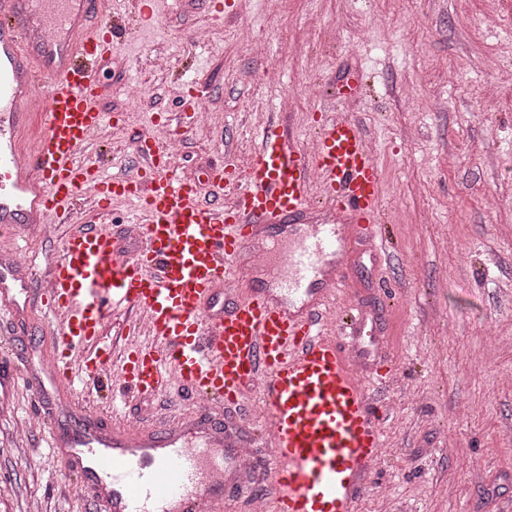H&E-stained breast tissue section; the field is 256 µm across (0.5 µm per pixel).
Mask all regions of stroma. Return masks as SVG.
I'll list each match as a JSON object with an SVG mask.
<instances>
[{
    "mask_svg": "<svg viewBox=\"0 0 512 512\" xmlns=\"http://www.w3.org/2000/svg\"><path fill=\"white\" fill-rule=\"evenodd\" d=\"M112 0L126 33L102 71L105 125L84 155L103 174L132 167L133 144L173 131L160 105L205 93L220 128L185 135L177 174L203 194L248 169L259 127L275 119L310 144L317 120L352 115L382 181L388 253L353 269L356 300L381 324L387 445L358 512H492L512 503V0ZM360 73L356 90L340 82ZM235 154L227 164L226 151ZM34 371L54 352L39 313L24 323ZM0 410V512H95L39 435L19 432L53 388L13 386Z\"/></svg>",
    "mask_w": 512,
    "mask_h": 512,
    "instance_id": "35a3bbf8",
    "label": "stroma"
}]
</instances>
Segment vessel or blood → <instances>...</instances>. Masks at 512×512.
<instances>
[{"instance_id": "1", "label": "vessel or blood", "mask_w": 512, "mask_h": 512, "mask_svg": "<svg viewBox=\"0 0 512 512\" xmlns=\"http://www.w3.org/2000/svg\"><path fill=\"white\" fill-rule=\"evenodd\" d=\"M119 29L104 0H0V237L19 224H70L76 204L100 213L134 197L141 212L135 251L107 228L79 227L45 276L0 268V301L19 319L39 310L62 348L48 376L18 367L0 384L71 389L110 377L125 398L175 383L191 392L194 408L171 405L152 425L107 426L83 411L69 428L47 425L49 447L103 512H224L241 440L211 412L254 389L255 432L270 449L267 512H357L386 445L373 403L386 381L360 345L381 336L353 300L355 261L382 258L387 243L368 138L334 116L307 148L266 121L244 177L213 179L207 197L149 136L136 172L103 176L83 152L105 124L99 65ZM38 84L44 122L22 158L16 138ZM316 211L325 220L294 245L267 234ZM257 249L265 288L241 264ZM119 311L139 313L147 340L114 329Z\"/></svg>"}]
</instances>
